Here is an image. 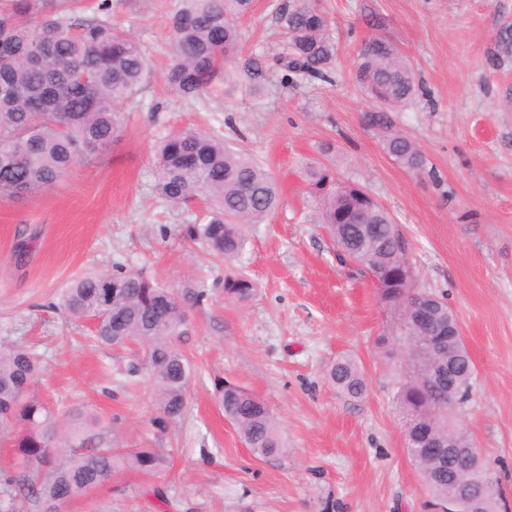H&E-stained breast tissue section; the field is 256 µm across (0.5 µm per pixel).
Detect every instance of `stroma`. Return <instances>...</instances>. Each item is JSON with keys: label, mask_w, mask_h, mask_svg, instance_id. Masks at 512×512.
Listing matches in <instances>:
<instances>
[{"label": "stroma", "mask_w": 512, "mask_h": 512, "mask_svg": "<svg viewBox=\"0 0 512 512\" xmlns=\"http://www.w3.org/2000/svg\"><path fill=\"white\" fill-rule=\"evenodd\" d=\"M290 2L256 0L240 23L242 58L267 75L261 94H246L237 70L234 91L185 100L166 81L181 0H109L108 19L152 61L149 81L130 95L122 139L37 197H0V341L40 357L34 391L59 413L86 408L105 440L170 455L168 469L117 472L66 512L104 499L112 512H431L396 403L405 359L398 313L368 273L337 260L302 179V165L321 159L326 143L338 174L365 186L399 224L418 288L445 297L456 315L476 366L457 421L512 506V64L488 57L499 24L512 20V0H315L336 42L330 83L282 79L277 10ZM372 37L406 55L422 87L390 113L421 148L422 171L395 164L363 123L376 104L354 72ZM184 127L242 145L279 186L275 211L246 225L240 259L216 260L190 242L199 204H172L154 188L153 147ZM23 233L32 241L19 262ZM118 268L208 290L188 311V402L162 433L151 383L125 381L133 345L93 344L92 320L54 307L72 280ZM240 270L257 285L246 302L223 290ZM347 353L365 373L358 399L326 376ZM221 380L266 402L287 444L281 459L255 457L225 420Z\"/></svg>", "instance_id": "obj_1"}]
</instances>
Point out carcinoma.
Returning a JSON list of instances; mask_svg holds the SVG:
<instances>
[{"label":"carcinoma","instance_id":"1","mask_svg":"<svg viewBox=\"0 0 512 512\" xmlns=\"http://www.w3.org/2000/svg\"><path fill=\"white\" fill-rule=\"evenodd\" d=\"M79 0H10L0 12V196L31 195L54 186L78 163L90 162L118 140L124 129L129 92L150 77L141 44L108 19L81 14ZM254 0H182L171 22L172 52L167 73L181 96L198 98L230 81L239 50V23ZM286 51L283 79L303 75L328 79L336 43L327 19L311 0L278 8ZM491 62L512 63V21L497 29ZM250 90L262 89V68L243 62ZM78 71L90 82L75 81ZM356 82L378 103L365 123L382 132L383 147L397 164L421 170L416 144L393 128L388 111L421 91L406 56L393 44L368 39L358 54ZM155 189L175 205L205 202L206 213L186 226V236L216 258L236 260L244 252L243 227L279 204L277 185L266 169L243 150L202 130L185 128L157 145ZM317 200L319 223L326 225L342 261L369 273L379 297L399 313V333L407 343L405 378L397 403L411 426L406 448L419 465L436 504L448 505V491L464 489L479 512H496L499 490L487 476L469 436L457 428L456 406L470 396L475 365L462 337L448 348V302L429 299L408 281L394 284L411 264L404 239L386 208L365 187L341 177L322 162L303 169ZM256 292L244 275L224 279V294L246 301ZM208 296L204 288L179 293L141 272L86 274L70 282L60 307L72 318L97 321L93 341L123 347L135 342L141 357L127 375L145 371L157 406L156 426L164 430L184 411L192 376L183 348L187 311ZM38 359L17 344L0 343V431L15 448L12 470L0 480L8 499L0 512H61L70 502L112 478L118 470L151 475L168 457L162 448H116L90 435L97 418L73 408L61 421L31 390ZM329 381L351 398L366 389L364 371L352 356L337 359ZM224 416L252 453L277 459L285 453L278 424L266 403L229 381L219 390ZM462 452L448 455V438Z\"/></svg>","mask_w":512,"mask_h":512}]
</instances>
